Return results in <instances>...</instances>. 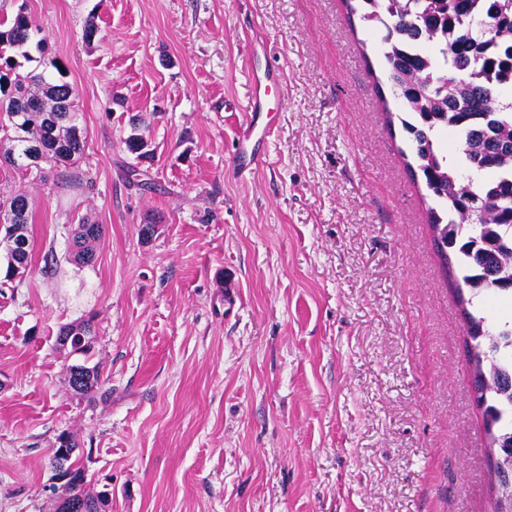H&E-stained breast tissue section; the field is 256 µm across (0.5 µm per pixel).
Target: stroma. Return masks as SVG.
<instances>
[{"label": "stroma", "mask_w": 512, "mask_h": 512, "mask_svg": "<svg viewBox=\"0 0 512 512\" xmlns=\"http://www.w3.org/2000/svg\"><path fill=\"white\" fill-rule=\"evenodd\" d=\"M21 8L86 144L78 187L0 164V196L32 200L31 266L0 285V512H54L63 432L110 512H493L461 306L369 26L342 0H0V18ZM265 66L282 109L241 176ZM142 111L146 159L124 145ZM85 221L90 265L68 249ZM88 318L105 399L71 391L56 342ZM250 81L253 93V107L251 113L247 116L243 131L242 140L244 142H254L250 152L242 149L237 159V171L243 173L251 171L263 162V157L255 150V144L258 140L267 137L269 128L264 127L259 135V118L262 112H278L279 109L268 105L270 92L278 87L281 78L274 69L265 68L262 70L252 69L250 73ZM102 234V225L88 221L78 224L72 238L70 254L82 264L93 263L96 256L94 243L102 237Z\"/></svg>", "instance_id": "35a3bbf8"}]
</instances>
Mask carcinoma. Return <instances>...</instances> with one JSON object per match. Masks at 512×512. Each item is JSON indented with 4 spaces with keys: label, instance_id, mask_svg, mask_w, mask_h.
I'll list each match as a JSON object with an SVG mask.
<instances>
[{
    "label": "carcinoma",
    "instance_id": "carcinoma-1",
    "mask_svg": "<svg viewBox=\"0 0 512 512\" xmlns=\"http://www.w3.org/2000/svg\"><path fill=\"white\" fill-rule=\"evenodd\" d=\"M348 14L379 37L384 76L403 102L398 116L413 162L407 163L429 192L428 220L444 247L436 248L455 275L458 295L512 298V0H344ZM41 28L18 13L0 20V130L11 132L1 159L10 167L42 176L44 165L71 167L83 155L86 133L76 89L56 75L21 71L18 58ZM142 119H132L126 149L148 157L138 134ZM457 137V165L437 148L443 132ZM30 201L19 189L0 200V244H5V277L26 270L31 261L27 224ZM103 225L85 221L75 229L71 255L95 261L94 243ZM473 391L483 399L482 416L489 447L512 448V320L490 325L486 317L463 309ZM95 328L88 319L60 327L56 342L82 356L68 366L82 376L74 394L105 395L99 366L90 363ZM69 485L79 493L86 470L67 459Z\"/></svg>",
    "mask_w": 512,
    "mask_h": 512
}]
</instances>
